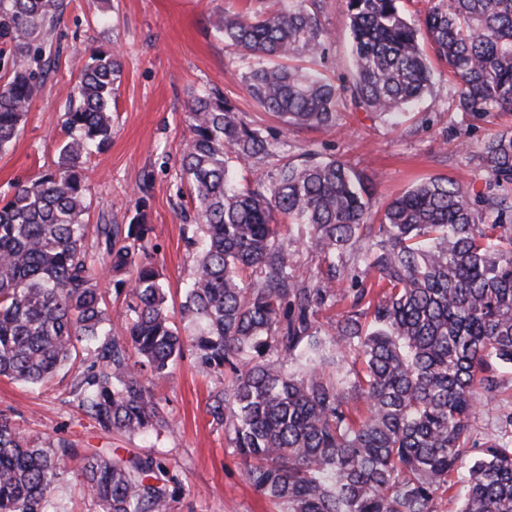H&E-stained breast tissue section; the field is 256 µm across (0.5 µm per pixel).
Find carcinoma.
Listing matches in <instances>:
<instances>
[{
  "label": "carcinoma",
  "instance_id": "carcinoma-1",
  "mask_svg": "<svg viewBox=\"0 0 512 512\" xmlns=\"http://www.w3.org/2000/svg\"><path fill=\"white\" fill-rule=\"evenodd\" d=\"M210 16L225 47L250 61L244 89L285 123L327 132L336 103L390 121L430 90L435 59L455 82L456 108L512 115V0H430L413 20L404 0H345L354 60L338 86L274 59L325 53L322 0ZM65 0H0V154L16 137L52 57ZM121 63L97 50L65 113L54 166L14 186L0 206V377L40 385L74 371L85 418L125 435L170 430L143 378L165 377L191 351L228 378L208 413L224 428L242 475L276 512H437L462 476L458 512H512V412L504 434L473 430L476 401L512 367V131L477 155L488 180L472 192L448 176L421 180L373 210L347 162L277 152L224 97L193 94L180 167L198 209L199 245L179 327L148 257L150 224H91L86 163L112 137ZM271 171L252 180L257 164ZM322 261L306 268L283 231ZM127 292L116 337L100 273ZM345 281L348 310L326 327ZM93 348L84 364L80 351ZM351 358L353 381L327 373L324 352ZM78 460L105 512H171L182 488L166 459L79 454L39 442L0 414V512H52L67 460Z\"/></svg>",
  "mask_w": 512,
  "mask_h": 512
}]
</instances>
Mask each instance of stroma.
<instances>
[{"mask_svg":"<svg viewBox=\"0 0 512 512\" xmlns=\"http://www.w3.org/2000/svg\"><path fill=\"white\" fill-rule=\"evenodd\" d=\"M246 0H68L53 35L60 52L20 131L0 154V198L15 183L52 166L65 139L67 95L92 50L117 49L123 68L112 104V140L88 160L90 221L154 227L151 260L164 281L170 312H178L196 248L188 226L196 216L180 158L189 136L194 92L216 90L246 122L278 135L282 155L297 158L310 148L322 157L347 161L373 183L376 204H384L419 180L453 175L474 191L483 190L485 170L474 156L490 138L512 128V116L473 120L458 112L446 66L432 65V91L392 125L339 100L329 134L284 129L278 118L245 93L247 64L224 46L209 25L211 14L236 13ZM322 24L333 40L319 68L336 84L353 72L344 0H326ZM72 373L30 386L0 378V413L27 436L64 438L80 448L109 454H155L168 459L183 488L172 512H274L244 481L227 448L224 430L207 413L210 392L223 377L204 371L186 355L154 383L172 427L159 437L118 436L85 419L70 394ZM512 412V370L500 372L495 398L482 400L474 430L498 433ZM57 512H102L87 497L80 471L68 469L53 495Z\"/></svg>","mask_w":512,"mask_h":512,"instance_id":"35a3bbf8","label":"stroma"}]
</instances>
